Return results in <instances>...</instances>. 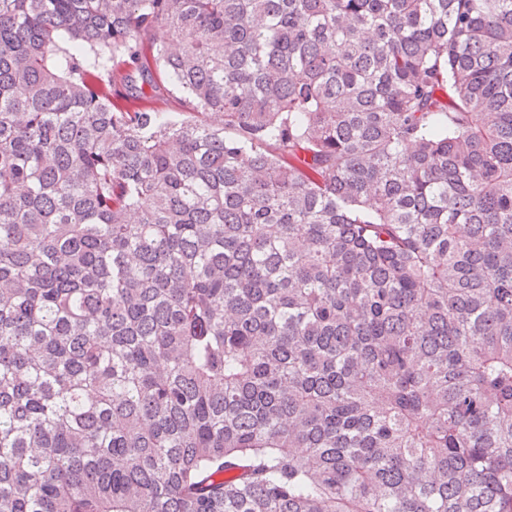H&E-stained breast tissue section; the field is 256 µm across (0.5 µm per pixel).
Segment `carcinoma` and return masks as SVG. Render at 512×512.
<instances>
[{
    "label": "carcinoma",
    "mask_w": 512,
    "mask_h": 512,
    "mask_svg": "<svg viewBox=\"0 0 512 512\" xmlns=\"http://www.w3.org/2000/svg\"><path fill=\"white\" fill-rule=\"evenodd\" d=\"M0 512H512V0H0Z\"/></svg>",
    "instance_id": "cac0c4a2"
}]
</instances>
